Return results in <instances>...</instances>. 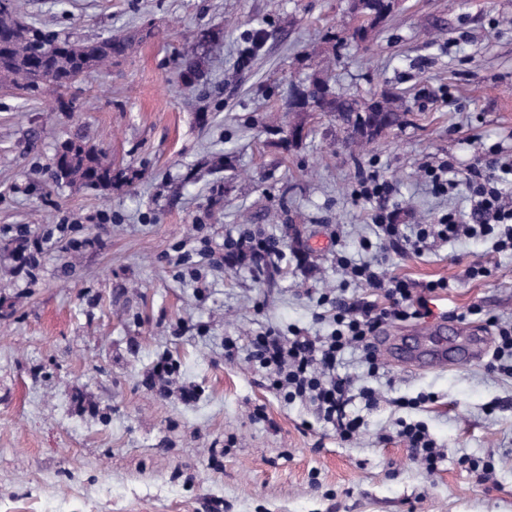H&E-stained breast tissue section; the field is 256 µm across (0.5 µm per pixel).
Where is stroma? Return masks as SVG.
Masks as SVG:
<instances>
[{
	"label": "stroma",
	"instance_id": "35a3bbf8",
	"mask_svg": "<svg viewBox=\"0 0 512 512\" xmlns=\"http://www.w3.org/2000/svg\"><path fill=\"white\" fill-rule=\"evenodd\" d=\"M22 3V21L63 35L136 38L70 91L72 111L0 90V512H512V378L486 361L414 372L386 357L372 378L347 351L338 374L379 401H355L364 425L345 443L284 403L246 356L224 360L228 336L326 335L319 295L368 293L340 254L449 280L429 317L385 327L392 340L471 305L512 322V254L493 239L406 254L376 240L370 207L351 198L374 161L396 187L400 223L469 209L462 192L435 195L421 167L462 169L491 145L512 156V0H395L366 50L338 42L349 0ZM187 43L200 62L189 83ZM327 63L341 92L395 94L403 124L351 148L318 115L303 142L284 141L289 82ZM76 134L126 181L55 182L57 149ZM102 210L111 223H87ZM21 224L47 240L32 279L15 271ZM245 229L279 240L275 275L212 262L209 249ZM73 236L86 246L71 250ZM476 261L487 277H466ZM163 355L195 399L148 386ZM420 393L433 401L393 404ZM258 406L266 420L253 419ZM401 418L424 422L444 449L435 471L396 438ZM465 457L490 462L488 478Z\"/></svg>",
	"mask_w": 512,
	"mask_h": 512
}]
</instances>
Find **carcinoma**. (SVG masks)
<instances>
[{"instance_id":"cac0c4a2","label":"carcinoma","mask_w":512,"mask_h":512,"mask_svg":"<svg viewBox=\"0 0 512 512\" xmlns=\"http://www.w3.org/2000/svg\"><path fill=\"white\" fill-rule=\"evenodd\" d=\"M15 0H7L0 9V87L27 99L53 97L64 112L72 102L64 99L66 90L91 72H100L122 55L135 37L130 33L110 43L74 42L36 25L17 26ZM392 9V0H365V12L352 38L365 42L375 27ZM288 127L303 128L310 112H322L334 119L343 138L351 143L370 142L391 127H398L404 113L396 96L383 93L368 101L339 93L320 72H314L300 84L288 89ZM56 182H80L90 188H108L123 178L112 169L101 150L76 135L65 140L58 150L53 169Z\"/></svg>"}]
</instances>
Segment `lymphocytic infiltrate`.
<instances>
[{"label": "lymphocytic infiltrate", "instance_id": "obj_1", "mask_svg": "<svg viewBox=\"0 0 512 512\" xmlns=\"http://www.w3.org/2000/svg\"><path fill=\"white\" fill-rule=\"evenodd\" d=\"M512 176V159L505 161L495 149L479 155L465 173H458L448 162L428 166L425 177L434 193L443 195L458 186H466L470 194V214L449 212L433 224L416 225L405 234L388 209L394 185L378 171L361 172L355 200L372 204V221L386 246L415 254L439 242L460 236L477 237L497 234L496 248L512 251V197L504 196L499 184ZM346 275L366 285L370 294L349 298L321 294L319 304L329 306L334 330L327 336H312L292 330L284 336L267 330L249 341L248 359L261 372L267 385L282 395L284 401L311 406L320 422L331 426L341 441L355 439L361 420L350 410L352 382L338 376L336 363L349 348L358 350L370 374H378L380 359L373 339L380 327L394 322L425 318L430 313L431 294L448 290L450 283L438 279L413 283L396 276H386L370 265L345 266ZM397 435L427 470H435L443 457L427 427L419 422L399 421Z\"/></svg>", "mask_w": 512, "mask_h": 512}]
</instances>
